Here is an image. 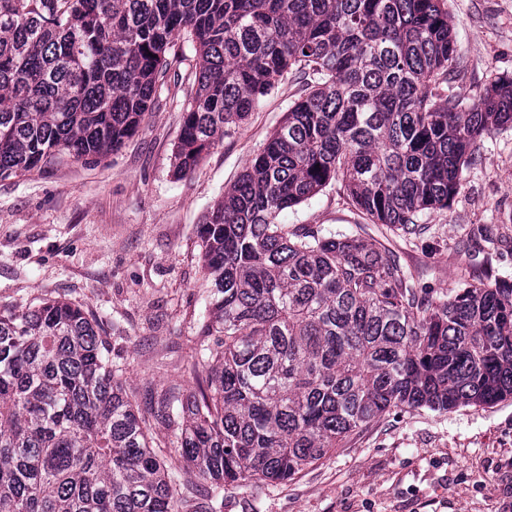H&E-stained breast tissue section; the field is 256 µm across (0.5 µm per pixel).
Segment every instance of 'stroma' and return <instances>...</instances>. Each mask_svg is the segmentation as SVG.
<instances>
[{"label":"stroma","instance_id":"obj_1","mask_svg":"<svg viewBox=\"0 0 512 512\" xmlns=\"http://www.w3.org/2000/svg\"><path fill=\"white\" fill-rule=\"evenodd\" d=\"M454 87L477 102L512 77V0H447ZM135 133L100 162L67 153L0 178V306L21 312L62 298L93 313L136 394L191 386L193 338L205 313L198 228L265 148L303 84L286 74L189 175L172 153L195 86L186 37ZM450 207L420 214L419 234L373 223L341 182L281 223L353 233L395 258L415 288L441 299L485 273L512 281V128L483 135ZM222 512H512V399L449 412L398 409L371 422L296 479L234 483Z\"/></svg>","mask_w":512,"mask_h":512}]
</instances>
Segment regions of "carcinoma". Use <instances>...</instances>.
Listing matches in <instances>:
<instances>
[{
    "label": "carcinoma",
    "mask_w": 512,
    "mask_h": 512,
    "mask_svg": "<svg viewBox=\"0 0 512 512\" xmlns=\"http://www.w3.org/2000/svg\"><path fill=\"white\" fill-rule=\"evenodd\" d=\"M445 0H0V178L59 151L97 161L136 131L194 45L174 172L194 170L285 73L309 76L200 225L194 385L157 394L160 456L96 319L66 299L0 309V512H217L227 484L299 476L396 408L512 399V283L446 299L345 232L280 215L342 182L403 230L458 194L474 145L512 125V78L448 93ZM209 500L176 497V465Z\"/></svg>",
    "instance_id": "carcinoma-1"
}]
</instances>
